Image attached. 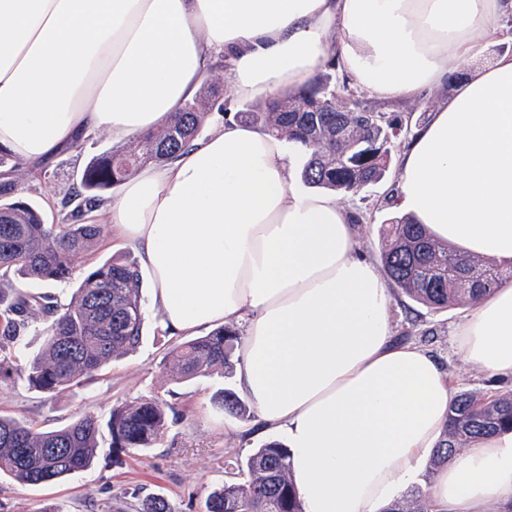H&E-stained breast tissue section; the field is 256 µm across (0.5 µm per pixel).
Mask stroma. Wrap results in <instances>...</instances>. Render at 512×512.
<instances>
[{"instance_id":"obj_1","label":"stroma","mask_w":512,"mask_h":512,"mask_svg":"<svg viewBox=\"0 0 512 512\" xmlns=\"http://www.w3.org/2000/svg\"><path fill=\"white\" fill-rule=\"evenodd\" d=\"M108 133L98 131L61 154L43 169L41 177L21 174L20 189L40 208L48 222H64L70 214L63 201L79 186L82 172L95 155L114 150ZM389 171L378 183L345 198L351 210L364 220L356 225L358 246L372 261L380 259V227L392 213L386 197L396 179ZM390 321L397 338L431 352L451 376L456 389L480 393L512 392V380H498L472 369L455 341L465 310L461 307L433 310L400 290H393ZM145 322L139 346L85 379L82 386L55 398L29 389L23 381L0 386V414L26 421L39 430L59 429L70 421L92 415L107 419L114 407L144 399H157L174 407L163 440L141 453L113 454L102 447L94 465L59 482L30 485L12 478L0 479V512H113L127 510L135 496L158 494L172 512H206V499L225 481L234 479L235 460L269 442L259 433L253 418L225 415L213 404L214 394L233 386L222 371L179 381L168 368L170 350L182 339L165 333L149 305L151 281L143 279Z\"/></svg>"}]
</instances>
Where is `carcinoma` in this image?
<instances>
[{
    "label": "carcinoma",
    "mask_w": 512,
    "mask_h": 512,
    "mask_svg": "<svg viewBox=\"0 0 512 512\" xmlns=\"http://www.w3.org/2000/svg\"><path fill=\"white\" fill-rule=\"evenodd\" d=\"M206 116L205 100L187 102L173 119L125 147L97 155L86 164L82 202L72 222L49 224L42 212L18 194L14 184L0 187V271L21 279L62 282L72 279L75 258L97 250L103 227L91 218L101 192L121 184L138 168L175 160L194 141ZM241 117L293 144L304 162L302 182L314 189L355 195L385 178L392 153L411 134V116L379 112L356 98L349 82H336V62L299 91L286 92L270 105L252 106ZM380 259L389 284L431 308L467 306L478 296L512 280V267L455 253L423 225L393 217L381 226ZM37 321L48 323L42 349L16 367L22 333ZM144 326L141 274L137 264L111 258L82 275L72 300L61 307L48 294H30L0 281V382L17 377L43 393L57 395L78 384L140 344ZM239 339L234 327L182 343L171 350V369L188 381L216 369L232 372L231 354ZM225 414L245 418L246 405L231 389L215 395ZM171 406L143 400L118 406L106 421L79 417L50 431L0 415V476L31 485L57 481L89 469L103 437L117 452H142L158 444ZM512 431V395L459 391L448 407V421L428 472L447 465L471 442ZM287 447L270 441L236 462L239 481H226L208 498L207 512H303L290 480ZM138 512H171L166 499L149 495ZM384 512H431L429 492L416 487Z\"/></svg>",
    "instance_id": "obj_1"
}]
</instances>
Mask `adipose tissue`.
<instances>
[{
    "label": "adipose tissue",
    "mask_w": 512,
    "mask_h": 512,
    "mask_svg": "<svg viewBox=\"0 0 512 512\" xmlns=\"http://www.w3.org/2000/svg\"><path fill=\"white\" fill-rule=\"evenodd\" d=\"M512 0H0V148L45 166L88 137L145 135L218 63L231 100L268 104L328 58L379 99L450 86L403 152L390 208L465 256L512 265V55L483 58ZM281 139L233 117L95 208L152 278L160 325L243 329L238 388L259 431L284 435L304 512H383L413 483L452 387L395 340L391 295L335 195L293 189ZM465 361L512 379V283L457 328ZM439 512L512 507V433L434 475Z\"/></svg>",
    "instance_id": "adipose-tissue-1"
}]
</instances>
